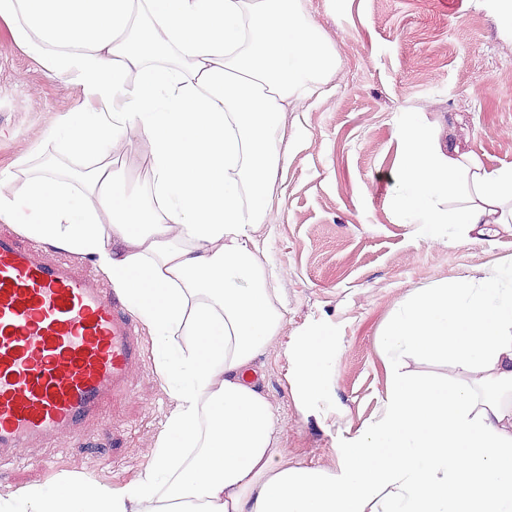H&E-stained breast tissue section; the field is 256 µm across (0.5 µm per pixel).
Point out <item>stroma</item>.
Segmentation results:
<instances>
[{"mask_svg": "<svg viewBox=\"0 0 512 512\" xmlns=\"http://www.w3.org/2000/svg\"><path fill=\"white\" fill-rule=\"evenodd\" d=\"M298 8L340 58L326 83L289 106L275 137L288 165L258 237L280 271L286 317L258 359L259 386L283 458L330 469L337 440L381 410L388 381L379 338L406 298L512 262V226L480 236L439 224L426 239L389 201L406 112L486 165L512 164V35L480 0H299ZM83 100L0 22V169L39 164L48 130ZM320 327L338 341L332 397L302 408L288 380V343ZM131 384L105 423L0 459V495L63 479L134 482L172 408L153 350Z\"/></svg>", "mask_w": 512, "mask_h": 512, "instance_id": "35a3bbf8", "label": "stroma"}]
</instances>
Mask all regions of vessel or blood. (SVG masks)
Listing matches in <instances>:
<instances>
[{"mask_svg": "<svg viewBox=\"0 0 512 512\" xmlns=\"http://www.w3.org/2000/svg\"><path fill=\"white\" fill-rule=\"evenodd\" d=\"M143 356L116 291L0 232V450L104 421Z\"/></svg>", "mask_w": 512, "mask_h": 512, "instance_id": "obj_1", "label": "vessel or blood"}]
</instances>
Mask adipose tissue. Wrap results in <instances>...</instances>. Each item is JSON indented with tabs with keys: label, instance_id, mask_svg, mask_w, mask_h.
Returning a JSON list of instances; mask_svg holds the SVG:
<instances>
[{
	"label": "adipose tissue",
	"instance_id": "ef3b65f1",
	"mask_svg": "<svg viewBox=\"0 0 512 512\" xmlns=\"http://www.w3.org/2000/svg\"><path fill=\"white\" fill-rule=\"evenodd\" d=\"M0 20L91 101L49 130L41 169H0V221L106 275L148 328L173 402L136 482L31 486L0 512H512V265L410 295L380 340L376 420L335 468L282 459L255 380L284 318L257 232L288 161L282 114L339 61L296 0H0ZM401 139L391 203L409 222L512 224V165L441 145L415 112ZM142 141L149 170L129 187L110 148ZM336 347L325 328L295 337L301 405L329 399ZM431 358L478 387L409 371Z\"/></svg>",
	"mask_w": 512,
	"mask_h": 512
}]
</instances>
